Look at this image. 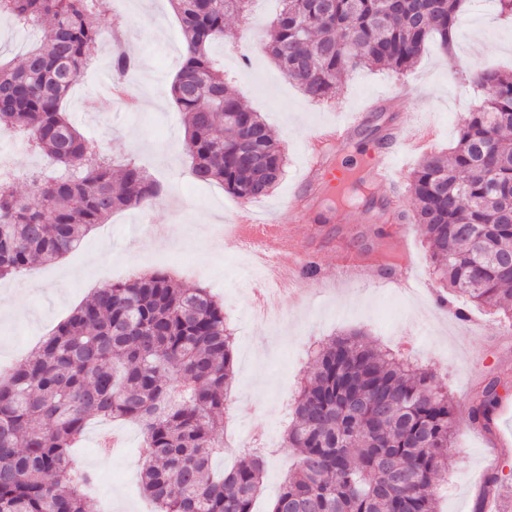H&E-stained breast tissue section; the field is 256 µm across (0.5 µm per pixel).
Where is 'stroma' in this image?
I'll return each instance as SVG.
<instances>
[{
    "mask_svg": "<svg viewBox=\"0 0 512 512\" xmlns=\"http://www.w3.org/2000/svg\"><path fill=\"white\" fill-rule=\"evenodd\" d=\"M112 23V39L99 44L97 69L83 72L63 101L79 130L105 154L130 158L164 194L146 207L117 212L96 225L78 248L53 262H38L21 276L0 280V308L20 304L16 319L0 317V360L17 361L65 320L99 286L125 281L141 271H168L182 288L206 287L224 304L234 334L236 392L240 399L224 412V443L244 444L262 431L275 446L255 508L267 512L290 466L282 437L296 392L307 379L308 345L363 330L385 349L408 341L419 363L457 402L456 430L448 456V485L438 493V512H469L473 493L489 470L503 481L490 512H512V324L492 311L470 310L463 319L438 303L447 290L433 275L424 235L410 225L406 239H392L384 210L387 191L374 186L373 200L357 204L360 220L345 222L320 207L308 212L290 233L295 250L281 254L292 267L313 261L315 280L301 282L300 298L282 299L277 322L247 312L259 281L240 267L241 239L234 231L238 203L217 184L195 180L185 150L183 114L168 89L183 61V36L170 0H100ZM277 0H255L249 20H230L242 36L234 46L215 44L211 53L224 68V81L277 133L286 155L285 173L263 203L285 217L305 169L313 129L341 119L360 104L401 95L414 120L437 131L433 151L448 150L475 104L471 70L512 68V24L499 20L495 0H468L460 15L454 47L429 48L408 74L358 68L336 97L316 103L285 78L258 43L277 11ZM137 61L159 106H129L109 92L112 45ZM492 376L505 381V396L491 432L473 427L471 393ZM106 421L91 420L76 453L96 482L89 491L97 512H148L139 488L142 431L117 423L127 440L111 455H100L93 439Z\"/></svg>",
    "mask_w": 512,
    "mask_h": 512,
    "instance_id": "1",
    "label": "stroma"
}]
</instances>
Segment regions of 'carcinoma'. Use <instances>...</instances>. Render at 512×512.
Instances as JSON below:
<instances>
[{"label":"carcinoma","mask_w":512,"mask_h":512,"mask_svg":"<svg viewBox=\"0 0 512 512\" xmlns=\"http://www.w3.org/2000/svg\"><path fill=\"white\" fill-rule=\"evenodd\" d=\"M97 0H0V17L42 28L16 66H0V134L49 156L54 168L0 179V279L58 259L113 213L162 193L133 160L101 155L63 100L112 27ZM252 0H173L184 56L170 94L184 115L192 173L234 198L269 194L284 173L280 142L224 83L211 48ZM262 46L316 102L360 66L408 72L431 44L444 49L467 0H280ZM134 67L115 46L112 71ZM481 103L448 154H425L407 178L411 221L433 273L477 307L512 319V74L470 76ZM27 183L20 195L12 182ZM366 182L353 175L343 201ZM284 443L293 454L271 512H436L456 431V401L426 367L360 333L311 352ZM232 334L206 288H179L161 270L97 289L33 355L0 381V512H88L92 472L74 454L88 421L141 426V484L155 512H254L266 453L246 448L216 476L232 391ZM491 377L469 398L472 425L491 428Z\"/></svg>","instance_id":"cac0c4a2"}]
</instances>
